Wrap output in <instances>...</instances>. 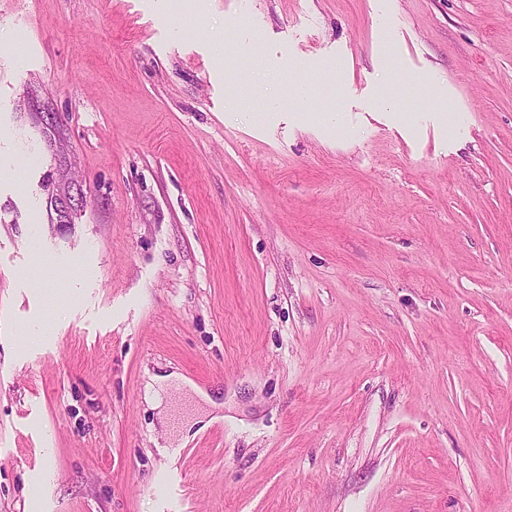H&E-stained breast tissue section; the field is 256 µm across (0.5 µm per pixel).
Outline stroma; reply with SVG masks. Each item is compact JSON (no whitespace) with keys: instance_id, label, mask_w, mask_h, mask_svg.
<instances>
[{"instance_id":"1","label":"stroma","mask_w":512,"mask_h":512,"mask_svg":"<svg viewBox=\"0 0 512 512\" xmlns=\"http://www.w3.org/2000/svg\"><path fill=\"white\" fill-rule=\"evenodd\" d=\"M0 512H512V0H0Z\"/></svg>"}]
</instances>
